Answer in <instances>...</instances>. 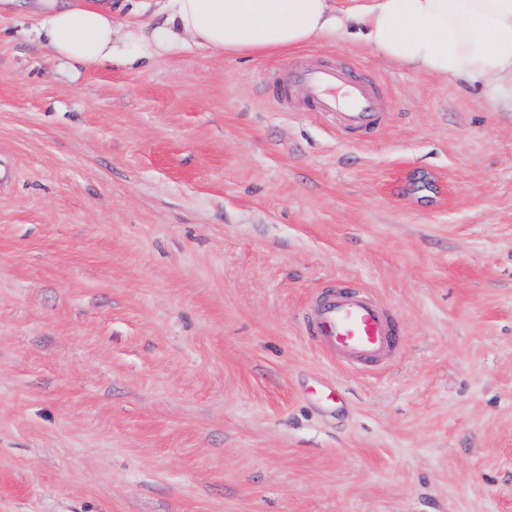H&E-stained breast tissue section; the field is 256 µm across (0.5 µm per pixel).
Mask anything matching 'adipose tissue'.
I'll return each instance as SVG.
<instances>
[{"instance_id":"adipose-tissue-1","label":"adipose tissue","mask_w":512,"mask_h":512,"mask_svg":"<svg viewBox=\"0 0 512 512\" xmlns=\"http://www.w3.org/2000/svg\"><path fill=\"white\" fill-rule=\"evenodd\" d=\"M35 31L67 64L140 65L197 46L240 55L285 51L318 39L362 42L397 64L448 81L512 92V0H140L136 33L117 44L112 0H30Z\"/></svg>"}]
</instances>
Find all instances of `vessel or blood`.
Here are the masks:
<instances>
[{
  "label": "vessel or blood",
  "instance_id": "b4317fda",
  "mask_svg": "<svg viewBox=\"0 0 512 512\" xmlns=\"http://www.w3.org/2000/svg\"><path fill=\"white\" fill-rule=\"evenodd\" d=\"M288 84L305 88L310 111L332 116L343 132L367 134L382 118L377 94L347 71L295 67ZM308 329L328 355L351 364L378 362L391 346L390 321L380 303L348 287L316 298Z\"/></svg>",
  "mask_w": 512,
  "mask_h": 512
}]
</instances>
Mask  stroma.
<instances>
[{
    "label": "stroma",
    "instance_id": "obj_1",
    "mask_svg": "<svg viewBox=\"0 0 512 512\" xmlns=\"http://www.w3.org/2000/svg\"><path fill=\"white\" fill-rule=\"evenodd\" d=\"M298 62L387 120L281 111ZM349 283L374 368L305 329ZM0 512H512V102L325 40L75 68L0 16Z\"/></svg>",
    "mask_w": 512,
    "mask_h": 512
}]
</instances>
